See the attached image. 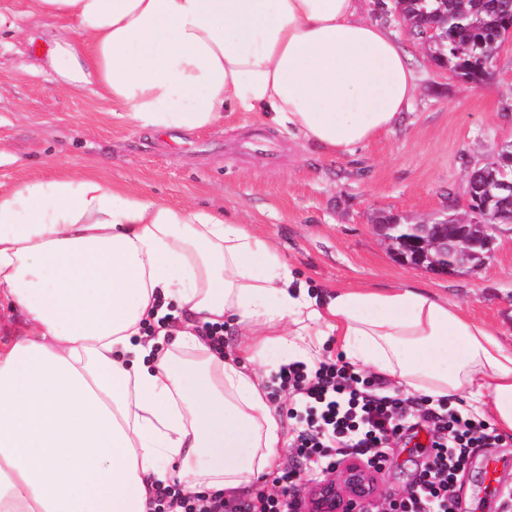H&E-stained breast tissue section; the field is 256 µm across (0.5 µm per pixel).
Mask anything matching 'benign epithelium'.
Instances as JSON below:
<instances>
[{
    "mask_svg": "<svg viewBox=\"0 0 512 512\" xmlns=\"http://www.w3.org/2000/svg\"><path fill=\"white\" fill-rule=\"evenodd\" d=\"M485 208L468 202V213L474 219L450 224L436 217L412 227V236L392 237L395 224H377L375 231L390 246L395 257L410 268H421L446 275L482 267L492 255L495 234L500 224H490ZM378 491L375 476L357 459L346 461L336 481L314 486L309 501L314 508H324L333 500L339 512H355L352 505L365 501Z\"/></svg>",
    "mask_w": 512,
    "mask_h": 512,
    "instance_id": "1",
    "label": "benign epithelium"
}]
</instances>
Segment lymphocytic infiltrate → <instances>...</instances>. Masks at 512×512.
I'll return each instance as SVG.
<instances>
[{
    "mask_svg": "<svg viewBox=\"0 0 512 512\" xmlns=\"http://www.w3.org/2000/svg\"><path fill=\"white\" fill-rule=\"evenodd\" d=\"M273 382L291 398L285 411L295 452L294 465L272 479L278 494L260 491L251 500L235 502L219 493L186 494L167 485L157 488L153 512H300L301 480L319 481L350 457L381 472L389 444L422 428L430 446L407 496L383 504L368 500L356 512H461L459 477L475 449L503 440L494 426L451 407L447 398L388 388L341 359L288 363Z\"/></svg>",
    "mask_w": 512,
    "mask_h": 512,
    "instance_id": "1",
    "label": "lymphocytic infiltrate"
}]
</instances>
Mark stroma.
Segmentation results:
<instances>
[{"instance_id": "35a3bbf8", "label": "stroma", "mask_w": 512, "mask_h": 512, "mask_svg": "<svg viewBox=\"0 0 512 512\" xmlns=\"http://www.w3.org/2000/svg\"><path fill=\"white\" fill-rule=\"evenodd\" d=\"M29 0H0V189L95 163L113 183L172 206L224 212L268 235L313 288L421 287L495 327L512 344V227H502L481 268L454 276L400 263L373 230L397 217L416 224L463 213L469 173L512 140V42L479 87L433 64L383 0H360L362 19L391 31L414 72L417 93L395 126L337 156L301 144L242 112L213 128L158 136L134 128L98 94L60 90L41 67ZM422 450L392 442L380 492L412 486ZM496 461L487 472V461ZM462 512H499L512 488V442L476 449L460 480Z\"/></svg>"}]
</instances>
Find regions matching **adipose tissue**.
I'll return each instance as SVG.
<instances>
[{"label": "adipose tissue", "mask_w": 512, "mask_h": 512, "mask_svg": "<svg viewBox=\"0 0 512 512\" xmlns=\"http://www.w3.org/2000/svg\"><path fill=\"white\" fill-rule=\"evenodd\" d=\"M358 0H33L62 89L159 135L246 112L333 156L388 131L415 76ZM179 308L171 348L145 324ZM0 512H148L170 464L192 492L281 457L266 381L323 337L409 394L512 434V344L423 288L311 291L266 235L113 185L95 166L0 190ZM232 320L245 361L198 328Z\"/></svg>", "instance_id": "1"}]
</instances>
